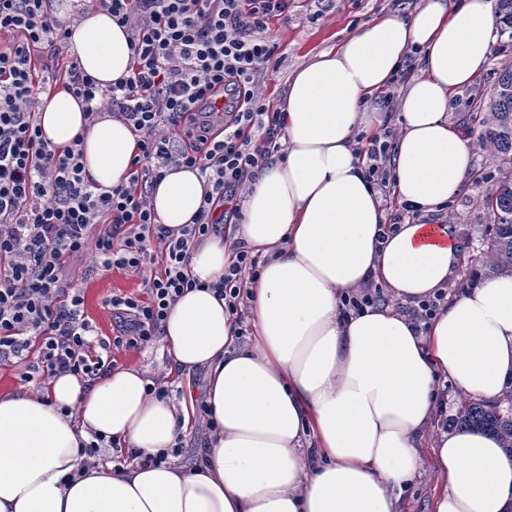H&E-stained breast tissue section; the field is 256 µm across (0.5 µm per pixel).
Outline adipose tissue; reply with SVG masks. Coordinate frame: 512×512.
<instances>
[{"label": "adipose tissue", "mask_w": 512, "mask_h": 512, "mask_svg": "<svg viewBox=\"0 0 512 512\" xmlns=\"http://www.w3.org/2000/svg\"><path fill=\"white\" fill-rule=\"evenodd\" d=\"M51 6L72 18L70 50L99 87L129 76L128 31L95 0ZM496 33L492 0H420L300 65L278 105L284 156L248 187L235 232L267 258L248 284L253 343L235 345L215 289L231 261L220 235L193 250L188 272L199 285L162 323L176 377L208 375L203 417L216 428L199 462L188 467L172 454L201 417L194 399L149 395L146 369L48 375L0 395V512H402L436 374L486 400L512 375V277L466 288L424 332L387 306L342 316V296L373 281L404 303L432 296L461 258L456 225L385 231L353 134L361 107L416 56L420 72L397 104L394 193L421 213L437 211L472 167L469 137L448 120L451 101L487 67ZM36 119L51 145L78 147L98 192L128 183L139 142L124 121L87 117L60 87L41 94ZM202 195L198 170L170 167L149 200L158 223L178 229ZM97 436L135 459L86 466L81 448ZM165 449L167 462L148 464ZM432 466L433 512L512 506V460L494 439L442 434Z\"/></svg>", "instance_id": "ef3b65f1"}]
</instances>
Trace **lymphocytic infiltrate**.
<instances>
[{
	"label": "lymphocytic infiltrate",
	"mask_w": 512,
	"mask_h": 512,
	"mask_svg": "<svg viewBox=\"0 0 512 512\" xmlns=\"http://www.w3.org/2000/svg\"><path fill=\"white\" fill-rule=\"evenodd\" d=\"M129 32L132 73L100 88L69 53L70 24L47 0H0V363L23 365V381L70 373L95 379L111 360L90 354L93 326L70 260L92 254V271L144 274V295L115 294L114 346L138 348L161 331L171 305L196 282L187 264L196 243L239 216L242 185L283 156L285 133L258 87L276 69L272 21H287L291 0H97ZM63 86L89 117L108 110L139 135L128 186L96 193L81 176L80 153L43 140L39 95ZM184 131L187 145L170 133ZM393 142L359 143L375 188L389 191ZM198 169L204 193L194 223L158 224L145 193L165 169ZM218 284L230 314L248 300L262 261L245 242ZM160 261L162 274L146 275ZM39 344H31L30 335Z\"/></svg>",
	"instance_id": "f902f5d3"
}]
</instances>
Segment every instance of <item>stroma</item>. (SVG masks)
Here are the masks:
<instances>
[{
	"instance_id": "35a3bbf8",
	"label": "stroma",
	"mask_w": 512,
	"mask_h": 512,
	"mask_svg": "<svg viewBox=\"0 0 512 512\" xmlns=\"http://www.w3.org/2000/svg\"><path fill=\"white\" fill-rule=\"evenodd\" d=\"M417 3L418 0H324L322 6L318 7L313 0H292L287 23L272 26V34L279 45L277 54L280 62L277 70L268 72L260 79L265 98L271 101L281 96L289 77L299 65L311 55L339 45L362 23L384 14L408 12ZM506 61H512V39L499 35L491 46L488 67L460 89L449 113L450 121L465 120V130L471 139L472 168L484 173L485 182L466 181L442 209L425 217L426 222L431 224L453 220L458 227L460 242L467 245L465 255L469 257L470 264L458 267L448 288V294L452 297L475 282L470 272L478 268V259L487 247L485 230L489 222L477 199L487 190L489 181L497 177L499 167L483 144L478 127L468 123L467 118L478 106L488 105L499 78L500 65ZM89 264L86 258L74 262L70 276L83 291L84 311L93 326L89 335L91 350L96 353L100 350V340L113 339L117 334L112 311L105 304L106 298L115 293H142L143 280L133 273L113 271L88 277L84 269ZM111 355L115 366L138 365L147 368L151 376L159 381L167 379L171 358L162 350L160 341H153L138 350L115 348ZM441 433V427L430 425L426 436L427 446L421 452L420 472L402 494L403 512H432L436 479L430 470L431 446Z\"/></svg>"
}]
</instances>
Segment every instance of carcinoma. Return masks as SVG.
<instances>
[{"label": "carcinoma", "mask_w": 512, "mask_h": 512, "mask_svg": "<svg viewBox=\"0 0 512 512\" xmlns=\"http://www.w3.org/2000/svg\"><path fill=\"white\" fill-rule=\"evenodd\" d=\"M499 12L500 33L512 40V0H499ZM480 125L492 159H506L511 165L480 199V205L493 216L486 228L488 246L480 268L484 278L494 279L512 276V62L503 64ZM448 427L487 433L512 459V378L492 401L458 395L454 413L448 416Z\"/></svg>", "instance_id": "cac0c4a2"}]
</instances>
